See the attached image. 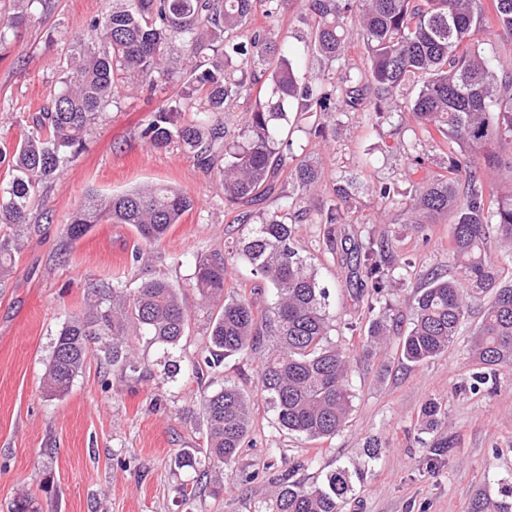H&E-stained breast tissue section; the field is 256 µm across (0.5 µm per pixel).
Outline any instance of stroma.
<instances>
[{
    "mask_svg": "<svg viewBox=\"0 0 512 512\" xmlns=\"http://www.w3.org/2000/svg\"><path fill=\"white\" fill-rule=\"evenodd\" d=\"M105 6V0H37L29 22L7 33L0 46L1 150L11 149L27 117L59 92L76 38ZM183 58L175 49L169 80L147 79L134 89L118 83L83 151L35 203L24 232L0 223V240L21 239L11 272L0 278V512H9L26 488L35 491L40 512H254L265 485L244 482V475L271 462L284 469L313 455L318 462L304 473L310 482L339 465L365 464L366 479L346 512H468L477 490L499 496L502 484L512 485V369L499 371L493 392L460 389L476 370L469 347L485 299L472 302L447 353L421 366L402 361L393 343L364 350L370 318L351 299L360 285L356 251L372 241H388L396 267L398 284L380 305L386 321L405 320L417 288L430 278L461 277L450 249L452 215L434 217L420 232L400 205L381 202L369 190L389 183L410 195L443 174L448 154L433 148L415 161L413 146L422 132L408 115L395 112L380 123L368 112H339L330 118L336 131L326 141L311 142L312 122L303 119L293 142L321 171L317 191L302 203L308 218L297 225L299 253L315 265L329 293L331 337L344 334L348 322L358 325L350 341L355 398L349 425L330 441L310 442L281 431L273 411L255 399L252 447L232 472L208 471L220 495L182 500L178 488L193 473L178 469L175 456L206 440L200 389L188 371L209 323L192 287L195 263L231 251L247 232L236 220L241 206L225 202L212 173L179 150L149 148L142 137L157 107L185 91ZM348 174L363 190L351 201L348 222L330 251L317 213L336 178ZM146 183L175 186L195 201L158 245H142L128 224H99L77 241L66 239L64 226L89 192L113 195ZM156 277L183 289L190 320L182 347L167 355L132 338L137 371L123 378L107 374L93 357L68 395L46 397L41 378L68 317L87 309L95 288L117 280L135 288ZM430 399L446 407L448 432L458 440L435 474L426 469L434 435L421 423V408ZM373 438L382 452L370 461L365 444Z\"/></svg>",
    "mask_w": 512,
    "mask_h": 512,
    "instance_id": "35a3bbf8",
    "label": "stroma"
}]
</instances>
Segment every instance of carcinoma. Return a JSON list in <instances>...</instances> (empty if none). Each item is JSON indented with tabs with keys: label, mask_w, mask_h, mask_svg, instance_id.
Returning a JSON list of instances; mask_svg holds the SVG:
<instances>
[{
	"label": "carcinoma",
	"mask_w": 512,
	"mask_h": 512,
	"mask_svg": "<svg viewBox=\"0 0 512 512\" xmlns=\"http://www.w3.org/2000/svg\"><path fill=\"white\" fill-rule=\"evenodd\" d=\"M78 39L62 77V88L49 105L34 113L7 162L12 179L0 189V222L27 223L31 205L43 195L60 168L84 149L85 132L112 102L116 80L133 82L169 74L171 45L186 47L187 91L159 106L143 130L155 150L177 147L198 164L216 171L225 201L251 203L273 189L278 174L295 161L298 197L283 196L279 209L257 217L231 257L251 267L270 296L258 309L247 294L224 296L225 258L215 253L198 261L192 288L210 309L208 344L192 362L198 381L224 373V358L261 354L258 392L282 430L309 441H328L347 426L354 394L349 383L348 348L330 338L326 291L314 266L299 254L291 210L320 179L318 166L294 154L290 112H372L383 119L407 112L427 133L425 144L448 146L447 174L418 187L409 203L410 221L441 213L455 217L452 249L462 268L460 281L434 278L410 304V327L400 337L402 357L414 365L448 350L464 323L469 301L490 296L476 327L470 352L482 371L461 390L476 393L488 383L487 372L512 368V280L486 252L490 238L512 244V62L485 51L495 28L512 36V0H306L310 26L303 53L320 65L344 60L350 48L348 23H354L365 49L364 68H345L341 80L326 70L296 68V50L269 27L253 25L256 4L273 18L287 0H107ZM252 99L238 138L224 141V128L213 115L228 112L236 99ZM194 113L191 120L184 112ZM494 170L510 188L487 184L482 170ZM356 182L336 179L329 203L319 211L323 242L336 247L339 225L346 223ZM194 205L183 191L164 184L135 187L119 195L90 193L72 215L65 233L78 240L95 225H132L141 242L154 245ZM389 245L371 242L359 257L364 288L356 302L375 305L395 287V268L386 259ZM190 314L181 288L155 278L131 290L116 283L97 290L88 311L63 324L46 366L44 390L51 397L70 392L76 377L99 344V358L121 372L134 366L131 334L179 347ZM206 446L183 448L179 468L197 469L201 459L232 467L245 446L251 425V397L238 383L224 380L200 396ZM429 430L448 425L442 402L421 409ZM457 446L443 435L429 444L434 468ZM203 458H198V455ZM317 464L309 457L284 470L270 464L260 478L274 487L254 512H344L360 467L338 466L321 484L296 478ZM11 512H38L35 497L18 495ZM469 512H512L507 498L485 491L474 494Z\"/></svg>",
	"instance_id": "obj_1"
}]
</instances>
